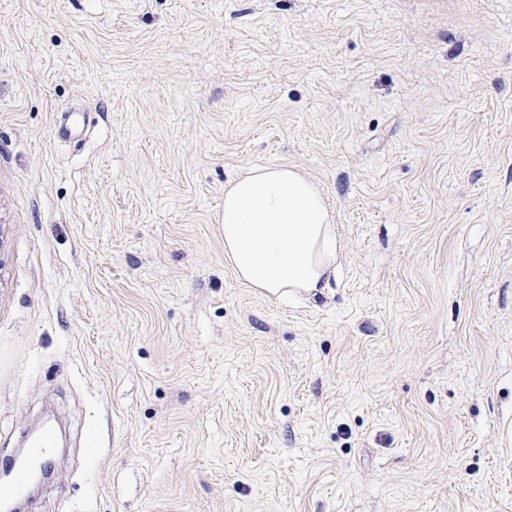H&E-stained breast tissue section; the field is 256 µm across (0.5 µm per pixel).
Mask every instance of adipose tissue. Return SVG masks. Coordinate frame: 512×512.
Masks as SVG:
<instances>
[{"instance_id": "1", "label": "adipose tissue", "mask_w": 512, "mask_h": 512, "mask_svg": "<svg viewBox=\"0 0 512 512\" xmlns=\"http://www.w3.org/2000/svg\"><path fill=\"white\" fill-rule=\"evenodd\" d=\"M224 257L240 281L266 295L327 287L336 233L321 190L285 166L252 168L224 192Z\"/></svg>"}]
</instances>
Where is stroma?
Masks as SVG:
<instances>
[{
  "label": "stroma",
  "instance_id": "35a3bbf8",
  "mask_svg": "<svg viewBox=\"0 0 512 512\" xmlns=\"http://www.w3.org/2000/svg\"><path fill=\"white\" fill-rule=\"evenodd\" d=\"M268 164L296 300L224 260ZM48 417L22 512H512V0H0V460ZM224 258L266 295L326 288L336 272V233L321 190L285 166L252 168L224 192Z\"/></svg>",
  "mask_w": 512,
  "mask_h": 512
}]
</instances>
